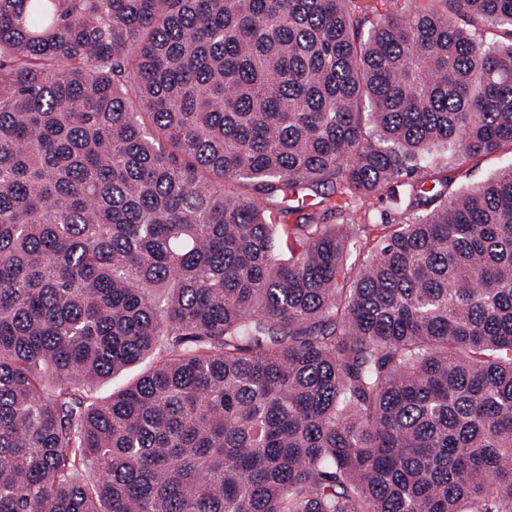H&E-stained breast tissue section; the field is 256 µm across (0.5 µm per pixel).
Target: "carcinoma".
Wrapping results in <instances>:
<instances>
[{"mask_svg": "<svg viewBox=\"0 0 512 512\" xmlns=\"http://www.w3.org/2000/svg\"><path fill=\"white\" fill-rule=\"evenodd\" d=\"M347 2L0 0V512H512V166L288 204L512 146V0ZM436 0H351L348 7L366 32L373 25L390 16H403L417 10L442 8ZM483 48L497 50L511 43L509 30L491 23L479 22L477 26L464 25ZM417 167L421 169L413 170L411 178L404 175L402 181H413L417 179L422 172V167L433 168L437 170L454 169L453 183L448 189V195L458 192L472 190L477 185L495 176L502 169L512 165V149L506 146L503 150L487 155L475 156L464 160H459L458 149L448 147L432 151L430 154L417 160ZM393 184L380 194L375 196L370 202L361 204V202L351 200L349 196L342 195L340 192L330 196L325 204L336 205V210L342 214L336 216L335 221L330 224H361L370 225V241L366 244L364 237L358 238V247L356 252L350 256L349 263L363 260L369 254L371 249L387 233L382 224H407L413 219L411 211L405 209L404 192L405 187ZM150 366L149 361H145L137 366H134L129 371L114 376L111 380L101 381L94 387V394L96 397L104 398L111 394L113 391H117L127 384L131 379L143 372Z\"/></svg>", "mask_w": 512, "mask_h": 512, "instance_id": "cac0c4a2", "label": "carcinoma"}]
</instances>
